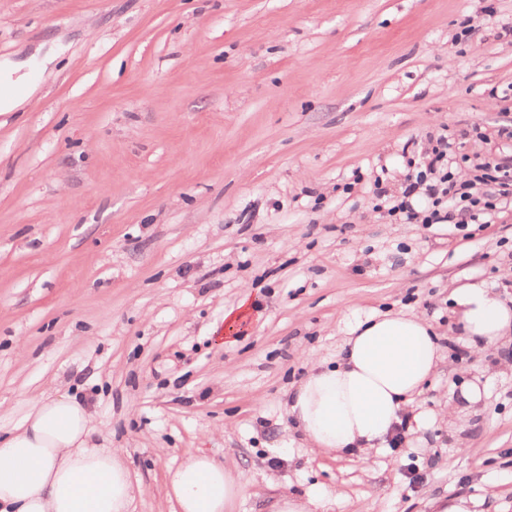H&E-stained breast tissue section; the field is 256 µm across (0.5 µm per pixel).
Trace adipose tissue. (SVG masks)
Wrapping results in <instances>:
<instances>
[{
	"label": "adipose tissue",
	"instance_id": "1",
	"mask_svg": "<svg viewBox=\"0 0 512 512\" xmlns=\"http://www.w3.org/2000/svg\"><path fill=\"white\" fill-rule=\"evenodd\" d=\"M457 321L477 351L512 341V305L480 283L454 289ZM441 346L412 312H385L352 326L336 361L312 362L288 392L286 410L313 453L383 448L406 407L434 375ZM83 400L51 393L22 426L0 437V512H129L137 488L121 448L93 444ZM178 512H232L244 495L239 474L203 450L170 474Z\"/></svg>",
	"mask_w": 512,
	"mask_h": 512
}]
</instances>
